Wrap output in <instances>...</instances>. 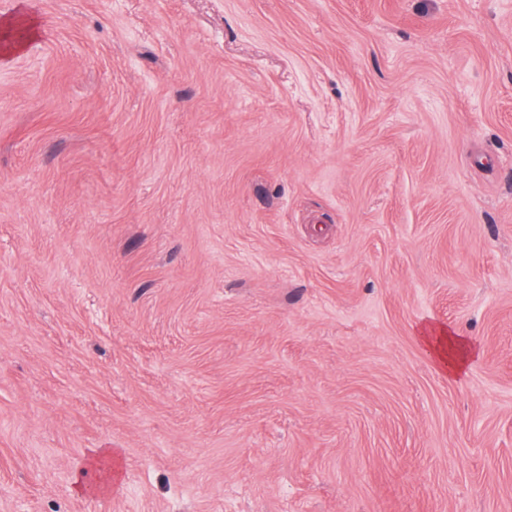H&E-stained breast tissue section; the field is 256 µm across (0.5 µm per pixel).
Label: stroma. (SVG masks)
I'll use <instances>...</instances> for the list:
<instances>
[{"label": "stroma", "instance_id": "stroma-1", "mask_svg": "<svg viewBox=\"0 0 512 512\" xmlns=\"http://www.w3.org/2000/svg\"><path fill=\"white\" fill-rule=\"evenodd\" d=\"M23 9L0 512H512V0ZM433 341L434 345L439 344V347L436 348V353L438 355L439 362L442 367L448 369V373L458 375L461 374L464 369L467 360L470 358L472 352L469 348H467L462 342L456 341L453 343V351H448V355L446 353L444 347V340H446L447 336H429ZM106 481L112 484V469L105 480L94 477L88 470L79 471L74 476L73 489L77 494L96 493L105 486Z\"/></svg>", "mask_w": 512, "mask_h": 512}]
</instances>
